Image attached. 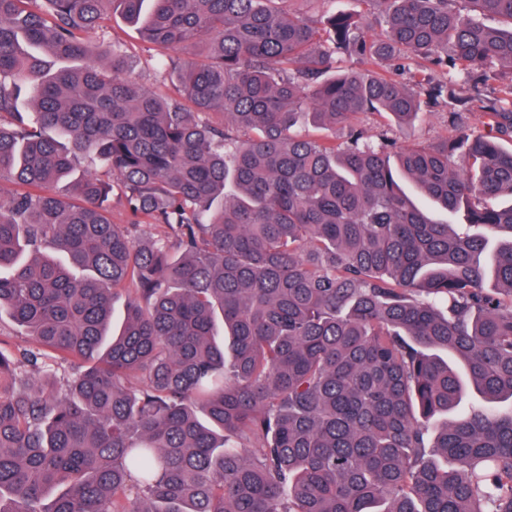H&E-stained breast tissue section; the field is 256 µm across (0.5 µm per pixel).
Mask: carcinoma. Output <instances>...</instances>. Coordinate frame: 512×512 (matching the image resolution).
Wrapping results in <instances>:
<instances>
[{
  "label": "carcinoma",
  "mask_w": 512,
  "mask_h": 512,
  "mask_svg": "<svg viewBox=\"0 0 512 512\" xmlns=\"http://www.w3.org/2000/svg\"><path fill=\"white\" fill-rule=\"evenodd\" d=\"M292 2L0 0V512H512V0ZM291 7L296 10L308 12L315 17H320L332 12L355 15L361 10L358 0L295 1L291 4ZM106 27V34L103 35V32L99 31L92 35L95 42L109 45L112 37L116 38L122 49L133 57L132 60L137 64L136 73L143 83L162 95H178L175 85L169 80H163L164 66L162 67L161 62L158 61L156 52L149 50L150 46L141 40L135 27L127 23L119 14L112 15ZM448 124V112L442 109L427 112L415 125L401 128L391 126L386 118L371 114L361 115L356 122L367 141L377 144L387 137L397 141L399 146L436 143L448 136Z\"/></svg>",
  "instance_id": "1"
}]
</instances>
